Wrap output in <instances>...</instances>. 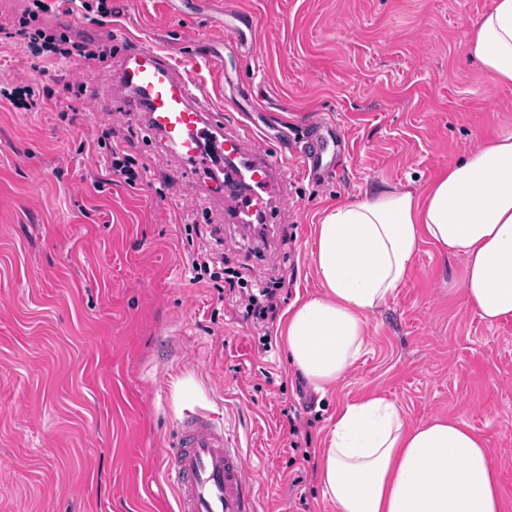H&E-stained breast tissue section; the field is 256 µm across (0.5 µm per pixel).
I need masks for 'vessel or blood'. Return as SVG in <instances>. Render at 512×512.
<instances>
[{
  "instance_id": "vessel-or-blood-1",
  "label": "vessel or blood",
  "mask_w": 512,
  "mask_h": 512,
  "mask_svg": "<svg viewBox=\"0 0 512 512\" xmlns=\"http://www.w3.org/2000/svg\"><path fill=\"white\" fill-rule=\"evenodd\" d=\"M106 45L114 50V87L132 111L143 112L146 131L181 162L224 172L226 222L242 231L257 221L270 223L283 199L280 150L255 146L250 130L224 131L223 113L202 101L196 81L158 47L121 29L113 30ZM346 143L342 133L330 144L312 140L299 165L319 178L328 146ZM163 454L176 512H257L245 451L218 416L185 414Z\"/></svg>"
}]
</instances>
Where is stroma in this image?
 <instances>
[{"label":"stroma","mask_w":512,"mask_h":512,"mask_svg":"<svg viewBox=\"0 0 512 512\" xmlns=\"http://www.w3.org/2000/svg\"><path fill=\"white\" fill-rule=\"evenodd\" d=\"M88 2L66 14L44 0L40 20L73 40L117 26L146 37L198 69L208 106L237 100L228 129L296 133L316 116L348 144L321 180L285 158V204L257 249L214 205L220 181L188 172L128 111L111 66L0 44V84L45 94L37 112L0 105V512H174L160 449L187 410L223 416L259 512H334L318 455L337 411L372 394L409 425L453 418L483 436L512 512V318L490 324L466 306L463 257L422 244L326 393L300 379L278 334L296 300L321 292L312 230L326 208L373 188L424 191L512 130V84L468 51L494 0H213L197 19L185 0H111L108 15ZM236 13L259 22L248 65L224 38ZM194 42L211 45V62L194 61ZM67 81L84 95L58 100ZM244 82L270 110L239 99ZM116 147L147 167L136 188L112 176ZM188 224L245 289L279 281L273 320L253 326L240 293L192 281Z\"/></svg>","instance_id":"stroma-1"}]
</instances>
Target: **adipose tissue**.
Instances as JSON below:
<instances>
[{"label": "adipose tissue", "mask_w": 512, "mask_h": 512, "mask_svg": "<svg viewBox=\"0 0 512 512\" xmlns=\"http://www.w3.org/2000/svg\"><path fill=\"white\" fill-rule=\"evenodd\" d=\"M469 52L512 84V0H494ZM466 260L464 298L480 318L512 317V132L497 134L424 192H365L326 209L314 229L323 295L288 310L289 362L325 392L361 356L369 318L396 299L422 243ZM318 479L335 512H502L495 462L467 424L408 428L393 401L371 396L337 412Z\"/></svg>", "instance_id": "ef3b65f1"}]
</instances>
